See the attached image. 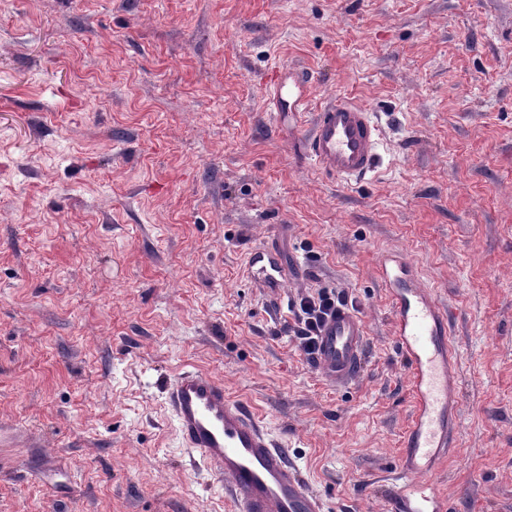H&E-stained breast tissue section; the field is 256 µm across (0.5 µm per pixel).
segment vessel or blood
Returning <instances> with one entry per match:
<instances>
[{
    "label": "vessel or blood",
    "instance_id": "vessel-or-blood-1",
    "mask_svg": "<svg viewBox=\"0 0 512 512\" xmlns=\"http://www.w3.org/2000/svg\"><path fill=\"white\" fill-rule=\"evenodd\" d=\"M312 166L344 181L373 173L379 158V128L370 112L345 99L322 107L305 141ZM257 287L282 291L287 274L274 245L250 259ZM378 275L390 294L394 335L409 370L414 396L399 470L400 491L390 512H448L447 501L430 479L432 464L451 447L457 431V377L448 315L425 287L414 263L389 250L377 260ZM366 325L355 311L342 309L323 324L316 367L336 387L361 371ZM174 416L185 448L220 481L236 512H324V502L303 481L285 448L274 442L241 401L226 396L210 374L186 370L170 384Z\"/></svg>",
    "mask_w": 512,
    "mask_h": 512
}]
</instances>
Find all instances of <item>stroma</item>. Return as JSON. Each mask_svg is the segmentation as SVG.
<instances>
[{
	"label": "stroma",
	"mask_w": 512,
	"mask_h": 512,
	"mask_svg": "<svg viewBox=\"0 0 512 512\" xmlns=\"http://www.w3.org/2000/svg\"><path fill=\"white\" fill-rule=\"evenodd\" d=\"M307 107L270 102L282 72ZM375 174L319 175L336 97ZM274 244L292 275L257 288ZM455 329L448 512H512V0H0V512H232L168 390L223 380L322 496L387 512L412 394L383 251ZM327 287L366 321L328 384L288 331ZM305 147L319 173L344 181L359 180L377 168L379 128L366 109L338 98L319 110ZM249 267L258 288H274L277 294L286 288L288 277L278 249L273 244L262 246L251 254Z\"/></svg>",
	"instance_id": "obj_1"
}]
</instances>
